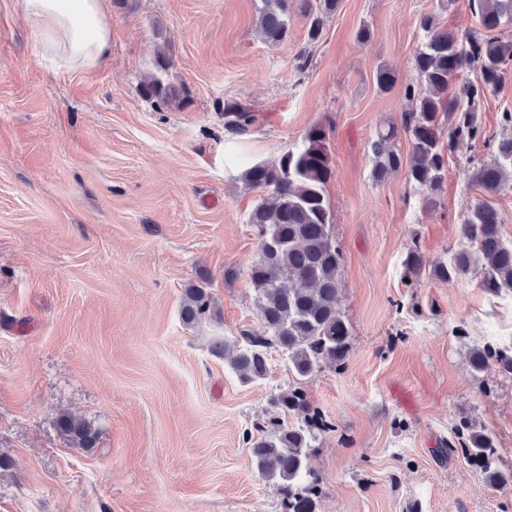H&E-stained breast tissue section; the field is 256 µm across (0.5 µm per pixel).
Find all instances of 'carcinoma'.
Returning <instances> with one entry per match:
<instances>
[{
  "mask_svg": "<svg viewBox=\"0 0 512 512\" xmlns=\"http://www.w3.org/2000/svg\"><path fill=\"white\" fill-rule=\"evenodd\" d=\"M294 0H260L258 32L263 42L279 45L288 41ZM305 18L307 41L322 38L328 18L338 0H299ZM487 34L460 36L441 27L434 14L421 17V38L414 55L417 85L405 89L412 108L401 125L386 124L371 143L372 178L406 170V178L422 193V203H439L448 170V157L464 140L484 135L477 112L487 95L496 92L512 62V36L503 38V28L512 27V0H469ZM170 65L157 53L158 73L140 86L148 100L168 101L179 91L163 81L161 72ZM254 122L250 108L224 102V130L235 136L249 131ZM408 140L411 161L403 168L398 146ZM333 177L328 134L323 125L312 126L301 146L285 152L276 164L257 163L243 173V181L264 192L249 216L258 237L273 248L261 252L251 265L249 279L259 312L262 331L243 333L242 343L230 347L216 338L211 351L227 355L232 371L244 384L256 383L268 374L269 348L277 344L288 351V371L300 381L328 362L342 368L352 343V326L336 308L342 251L333 236V215L326 186ZM470 180L483 193L494 195L512 181V113L502 116V132L496 138L495 155L472 168ZM461 237L469 246L456 250L450 260L429 261L418 247L409 249L403 266L408 279L427 270L448 281L469 275L481 265V286L488 293L512 295V243L503 240L497 210L484 200L475 203L464 217ZM213 315L205 289H186L180 309L184 324L193 325ZM494 361L512 374V348L485 344L468 356L469 367L481 372ZM271 407L298 419L287 425L274 416L257 427L258 435L246 434L251 455L264 479L277 484L283 494L284 512H316L321 478L310 465L315 432L321 430L320 412L295 387L272 395ZM62 439L72 448L89 451L96 446L98 429L89 421L62 414L57 419ZM455 437L461 454L478 466L493 486L512 483V469L499 467L501 449L486 427L468 417L460 420Z\"/></svg>",
  "mask_w": 512,
  "mask_h": 512,
  "instance_id": "1",
  "label": "carcinoma"
}]
</instances>
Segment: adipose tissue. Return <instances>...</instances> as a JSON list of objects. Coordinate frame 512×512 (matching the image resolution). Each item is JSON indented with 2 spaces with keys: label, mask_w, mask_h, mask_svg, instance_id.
<instances>
[{
  "label": "adipose tissue",
  "mask_w": 512,
  "mask_h": 512,
  "mask_svg": "<svg viewBox=\"0 0 512 512\" xmlns=\"http://www.w3.org/2000/svg\"><path fill=\"white\" fill-rule=\"evenodd\" d=\"M45 52L74 71L105 63L112 49L107 0H15Z\"/></svg>",
  "instance_id": "adipose-tissue-1"
}]
</instances>
